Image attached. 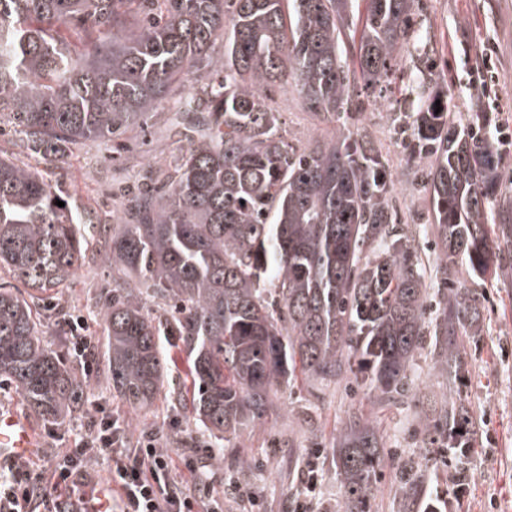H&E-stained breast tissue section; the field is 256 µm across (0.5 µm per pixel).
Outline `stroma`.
Wrapping results in <instances>:
<instances>
[{
	"label": "stroma",
	"instance_id": "35a3bbf8",
	"mask_svg": "<svg viewBox=\"0 0 512 512\" xmlns=\"http://www.w3.org/2000/svg\"><path fill=\"white\" fill-rule=\"evenodd\" d=\"M412 28L417 42L411 58H397L390 81L379 91L355 88L340 117L318 118L304 108L290 88L275 90L273 102L281 114L282 132L291 143H310L339 134L350 140L372 137L387 161L393 181L392 204L401 227L425 264L433 266L439 251L426 174L433 160L412 152L414 93L413 66L428 68L434 81L448 88V110L462 127H470L474 112L493 113L512 126V0H419ZM495 81L484 88L483 74ZM175 110L164 104L146 124L115 141L76 146L54 169L36 155L26 161L48 179L58 182L70 203L101 215L111 213L120 194L145 182L151 168L178 157L188 147L172 126ZM92 241L78 262L71 288L58 296L68 314L84 319L83 336L95 351L91 373L80 363L72 368L83 386L79 405L64 422L37 417L9 388L0 389V411H14L33 426L36 447L28 462L34 472L50 475L55 456L72 447L78 435L104 418L118 420L130 440L156 437L173 463V475L205 512L211 500L224 503V512H291L292 498L305 497L303 478L312 448L328 442L352 410L378 420L387 447L395 456L380 476L371 512H403L397 492L398 463L421 462L425 455L438 467L424 479L447 512H512V259L478 276L459 265L456 277L478 298L479 335L470 337L461 355L463 369L449 381L434 367L432 348L416 358L414 385L405 396L380 403L357 387H328L316 392L307 386L280 387L264 424L244 430L237 439L242 454L253 463L240 471L230 460L216 461L214 441L189 425L186 410L175 401L184 389L188 370L185 351H174V362L160 395L150 409L132 411L113 396L106 374L107 336L96 307L112 293V268ZM461 398L472 421L474 449L464 465L468 484L453 485L456 468L445 449H427L413 426V416L431 412L444 399Z\"/></svg>",
	"mask_w": 512,
	"mask_h": 512
}]
</instances>
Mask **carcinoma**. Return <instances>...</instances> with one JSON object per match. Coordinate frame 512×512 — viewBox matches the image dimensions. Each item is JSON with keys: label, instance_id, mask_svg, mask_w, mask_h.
<instances>
[{"label": "carcinoma", "instance_id": "1", "mask_svg": "<svg viewBox=\"0 0 512 512\" xmlns=\"http://www.w3.org/2000/svg\"><path fill=\"white\" fill-rule=\"evenodd\" d=\"M353 0H0V123L50 164L68 145L113 140L171 101L200 139L175 159L161 187L127 200L129 219L105 224L112 263L102 305L112 392L133 409L164 387L175 336L193 358L186 408L234 455L242 429L265 421L272 394L298 380L346 381L389 401L413 383L416 356L438 349L448 378L475 335L477 297L455 266L485 270L512 253V232L491 238L498 178L488 140L459 127L446 93L420 92L414 147L433 158V232L443 287L429 313L426 268L391 210V176L370 141L299 148L282 134L270 93L294 83L304 107L332 120L356 84L389 80L419 0H364L357 68L344 59ZM188 75L198 88L176 99ZM64 202L59 207L56 201ZM98 218L65 203L59 185L0 156V273L57 295L69 287ZM163 303L153 317L145 297ZM28 300L0 283V379L48 422L78 403L80 381L43 340ZM454 399L414 417L468 480ZM387 448L375 419L350 412L307 473L330 464L343 500L336 512H371ZM403 464L407 512L436 507Z\"/></svg>", "mask_w": 512, "mask_h": 512}]
</instances>
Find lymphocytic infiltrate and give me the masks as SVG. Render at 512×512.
<instances>
[{
  "label": "lymphocytic infiltrate",
  "mask_w": 512,
  "mask_h": 512,
  "mask_svg": "<svg viewBox=\"0 0 512 512\" xmlns=\"http://www.w3.org/2000/svg\"><path fill=\"white\" fill-rule=\"evenodd\" d=\"M110 454L109 497L85 494L77 479L98 455ZM196 501L172 475L169 454L152 437L122 445L115 421L101 422L75 447L60 451L52 485L26 463L0 471V512H195Z\"/></svg>",
  "instance_id": "f902f5d3"
}]
</instances>
